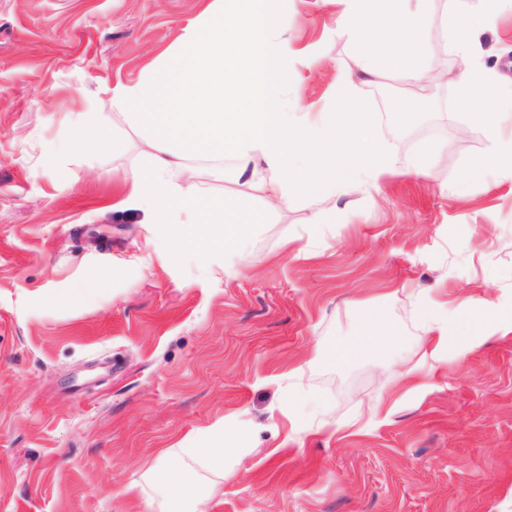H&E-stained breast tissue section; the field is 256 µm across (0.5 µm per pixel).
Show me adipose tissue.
Listing matches in <instances>:
<instances>
[{"label": "adipose tissue", "mask_w": 512, "mask_h": 512, "mask_svg": "<svg viewBox=\"0 0 512 512\" xmlns=\"http://www.w3.org/2000/svg\"><path fill=\"white\" fill-rule=\"evenodd\" d=\"M290 2L224 0L223 9L207 7L143 80L112 91L113 111L144 133L147 148V163L127 178L121 204L142 211L145 223L166 225L172 253L237 245L248 225L267 219L263 211L225 216L223 199L201 195L195 160L230 158L246 186L272 206L306 202L313 241L336 221L330 198L377 185L396 170L430 173L428 153L399 158L373 137L371 115L356 92L358 84L395 72L419 85L427 80L424 53L434 25L428 0H344L342 28L355 44L358 73L338 82L334 108L316 118L280 104L293 52L278 25ZM496 2L449 0L450 43L463 62L450 81L462 108L490 116L498 100L487 93L489 76L472 48L478 23ZM428 332L418 368L432 373L448 348V329L435 323ZM418 368L396 376L395 386H414ZM242 445L235 426L225 423L215 445L161 449L128 490L152 512H203L207 488L193 463L223 476L225 449Z\"/></svg>", "instance_id": "ef3b65f1"}]
</instances>
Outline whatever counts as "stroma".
<instances>
[{
  "label": "stroma",
  "mask_w": 512,
  "mask_h": 512,
  "mask_svg": "<svg viewBox=\"0 0 512 512\" xmlns=\"http://www.w3.org/2000/svg\"><path fill=\"white\" fill-rule=\"evenodd\" d=\"M211 0H0V512H150L128 487L158 451L208 443L232 421L206 512H512V178L467 171L489 127L512 135V94L493 122L459 111L453 85L411 122L360 85L373 132L396 156L433 148L430 178L401 172L336 200L341 215L308 257L310 207L269 209L231 159L205 162L202 190L268 210L241 248L173 255L162 224L117 202L145 149L112 112ZM428 64L454 71L448 0H430ZM342 0H292L280 26L295 52L284 104L334 106L353 70ZM476 56L512 78V0L478 26ZM104 143L74 148L84 114ZM419 288L409 297L406 287ZM497 332L449 335L440 369L415 366L426 318L455 325L468 299ZM388 345L327 361L288 399L285 373L315 346L355 345L366 319ZM388 405L365 415L377 397ZM356 432L312 434L320 416Z\"/></svg>",
  "instance_id": "stroma-1"
}]
</instances>
